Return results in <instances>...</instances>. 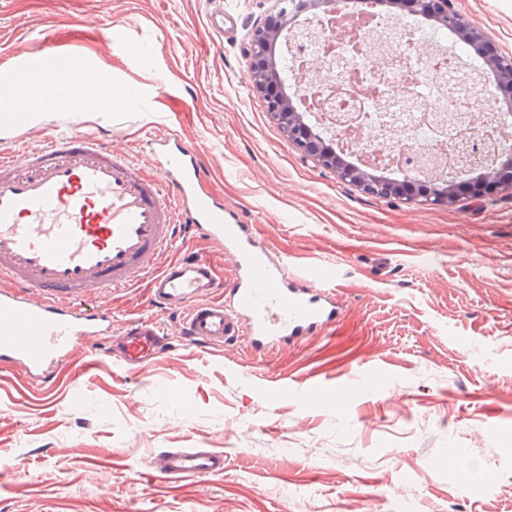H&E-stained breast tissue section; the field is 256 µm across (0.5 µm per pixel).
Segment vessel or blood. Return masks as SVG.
Wrapping results in <instances>:
<instances>
[{
  "label": "vessel or blood",
  "mask_w": 512,
  "mask_h": 512,
  "mask_svg": "<svg viewBox=\"0 0 512 512\" xmlns=\"http://www.w3.org/2000/svg\"><path fill=\"white\" fill-rule=\"evenodd\" d=\"M30 65L45 77L35 93L42 111H81V68L61 65L49 47ZM27 66L0 67V85L23 88ZM98 81L103 98L139 95L111 71H99ZM151 145L163 162L160 180L76 128L0 155V364L19 367L29 383H44L77 345L105 337L109 312L81 302L122 288L146 286L155 304L181 311L178 332L199 348L242 338L262 351L334 330L338 307L328 291L300 286L256 247L249 226L205 189L196 147L166 137ZM181 228L233 258L228 300L214 299L220 283L208 263L177 253ZM167 340L159 324L137 318L109 340L107 354L136 372ZM155 468L172 479L215 477L224 454L172 448Z\"/></svg>",
  "instance_id": "obj_1"
}]
</instances>
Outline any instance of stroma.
<instances>
[{
    "label": "stroma",
    "mask_w": 512,
    "mask_h": 512,
    "mask_svg": "<svg viewBox=\"0 0 512 512\" xmlns=\"http://www.w3.org/2000/svg\"><path fill=\"white\" fill-rule=\"evenodd\" d=\"M222 2L235 22L220 39L213 0H0V66L51 44L64 64L107 67L141 92L119 112L2 117L0 152L76 126L155 177L147 140L196 145L210 190L257 246L301 279L332 269L335 330L265 356L198 349L145 288L113 292V331L155 321L172 331L167 350L133 373L104 342L85 344L44 396L0 368V462L24 465L20 479L0 475V512H512V192L418 205L340 182L249 81L250 30L283 0ZM454 6L512 56V0ZM112 22L155 53L113 48ZM315 374L342 403L304 398ZM272 385L283 395L270 405ZM182 391L188 415L170 399ZM170 448L223 451V476L159 479L153 459ZM453 448L472 478L450 464Z\"/></svg>",
    "instance_id": "stroma-1"
}]
</instances>
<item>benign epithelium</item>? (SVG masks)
<instances>
[{
    "mask_svg": "<svg viewBox=\"0 0 512 512\" xmlns=\"http://www.w3.org/2000/svg\"><path fill=\"white\" fill-rule=\"evenodd\" d=\"M338 0H303L295 5L302 12L309 8H323V15L332 16L330 25L311 31L307 40L336 39L347 44L355 52L362 49L370 39L368 21L336 10ZM373 9L394 7L409 15H422L451 31L461 41L476 46L482 59V72L492 75L495 89H512V57L504 56L492 45L486 35L455 9L453 0H369ZM298 30V24H288L269 17L258 21L249 38V78L252 87L265 103L267 112L287 134L288 140L323 169L336 175L361 192L376 198L397 199L408 204L452 205L462 198L480 199L503 189L512 190V97L492 94L488 110L480 116L470 113L460 126L442 131L448 138V149H453L459 140L482 146V157L472 164L468 172L474 174L469 180L459 182L457 175L425 173L423 168L410 166V156L403 154L393 160L402 174L399 180H389L372 175L379 168L370 156L363 155L357 164L346 161L342 154L344 146L334 148L321 138L309 135L310 129L304 121V113L294 105L286 94L279 96L267 93V88L277 81V70L273 49L288 34ZM300 91L309 92L312 105L321 112L320 120L332 124V138L339 141L347 136L353 138L363 130V113L332 112V100L336 87L324 84L320 67L308 70L301 77Z\"/></svg>",
    "mask_w": 512,
    "mask_h": 512,
    "instance_id": "obj_1",
    "label": "benign epithelium"
}]
</instances>
